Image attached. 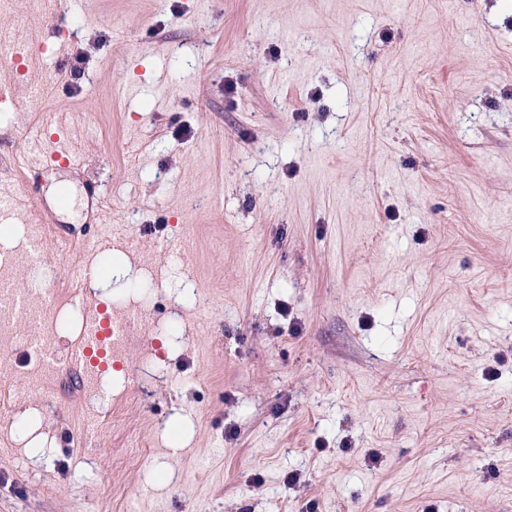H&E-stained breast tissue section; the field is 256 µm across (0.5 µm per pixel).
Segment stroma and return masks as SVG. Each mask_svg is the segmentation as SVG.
<instances>
[{"label": "stroma", "instance_id": "stroma-1", "mask_svg": "<svg viewBox=\"0 0 512 512\" xmlns=\"http://www.w3.org/2000/svg\"><path fill=\"white\" fill-rule=\"evenodd\" d=\"M0 38V145L50 110L84 156L0 177L74 245L31 305L151 290L95 431L63 366L0 410V512H512V0H7Z\"/></svg>", "mask_w": 512, "mask_h": 512}]
</instances>
